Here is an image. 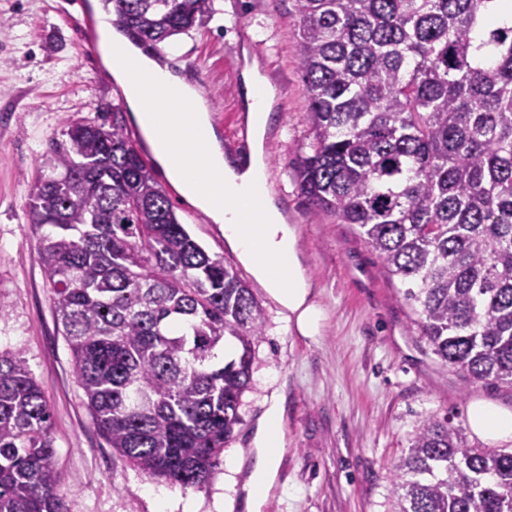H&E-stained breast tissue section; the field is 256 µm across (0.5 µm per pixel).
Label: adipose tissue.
Masks as SVG:
<instances>
[{"label": "adipose tissue", "mask_w": 512, "mask_h": 512, "mask_svg": "<svg viewBox=\"0 0 512 512\" xmlns=\"http://www.w3.org/2000/svg\"><path fill=\"white\" fill-rule=\"evenodd\" d=\"M99 36L104 63L123 86L128 108L154 142L156 159L167 176L186 199L223 225L229 243L294 319L298 332L317 336L322 314L312 300L295 230L265 185L263 138L275 94L258 61H246L242 71L253 139L249 162L242 165L225 155L209 108L190 82L125 43L110 15H101ZM282 416V405L272 402L257 432L250 477L257 510L277 479ZM467 423L485 445H512V409L475 400L469 405Z\"/></svg>", "instance_id": "1"}]
</instances>
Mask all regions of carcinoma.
<instances>
[{"instance_id":"obj_1","label":"carcinoma","mask_w":512,"mask_h":512,"mask_svg":"<svg viewBox=\"0 0 512 512\" xmlns=\"http://www.w3.org/2000/svg\"><path fill=\"white\" fill-rule=\"evenodd\" d=\"M149 50L211 0H106ZM311 152L300 194L353 224L444 366L512 386V14L506 0H293ZM65 122L29 223L97 430L149 476L200 488L240 423L264 309L179 222L124 113ZM41 384L0 355V512H68ZM394 512H512V449L426 419Z\"/></svg>"}]
</instances>
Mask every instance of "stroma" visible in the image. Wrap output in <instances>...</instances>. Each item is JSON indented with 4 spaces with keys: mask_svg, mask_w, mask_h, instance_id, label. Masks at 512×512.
<instances>
[{
    "mask_svg": "<svg viewBox=\"0 0 512 512\" xmlns=\"http://www.w3.org/2000/svg\"><path fill=\"white\" fill-rule=\"evenodd\" d=\"M292 10L293 0H212L200 23L159 46L173 71L204 92L222 145L235 154L249 150L242 55L260 61L276 91L264 142L268 187L296 230L323 315L316 337L290 329L223 226L163 181L179 222L223 257L265 310L241 422L209 483L185 489L143 474L95 428L28 222L48 141L66 119L94 118L119 99L100 53L83 48L97 11L92 0H0L8 25L0 36V354L21 353L45 391L69 512H256L242 484L254 464L257 423L276 398L284 407L279 473L257 512H392L391 463L424 420L465 426L476 399L512 408V387L469 381L438 362L413 322L405 284L388 277L352 225L300 196L295 159L312 136Z\"/></svg>",
    "mask_w": 512,
    "mask_h": 512,
    "instance_id": "stroma-1",
    "label": "stroma"
}]
</instances>
